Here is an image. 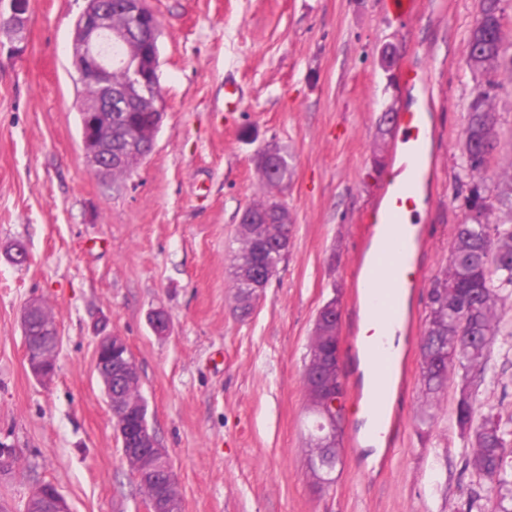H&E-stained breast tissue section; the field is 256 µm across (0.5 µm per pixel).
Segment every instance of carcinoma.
<instances>
[{
  "label": "carcinoma",
  "instance_id": "1",
  "mask_svg": "<svg viewBox=\"0 0 512 512\" xmlns=\"http://www.w3.org/2000/svg\"><path fill=\"white\" fill-rule=\"evenodd\" d=\"M501 2L480 0L481 19L470 28L467 42V64L474 72L497 71L506 52L512 50V41H506ZM498 87L491 81L476 86L467 108L463 158L471 182L462 203L465 220L456 228L448 268L430 289L421 339L420 376L428 403L422 416L428 418L454 365L484 374L501 315L506 307L512 308V150L495 187L486 184L491 161L501 152L492 104ZM277 153L281 160L259 166L266 195L250 205L252 214L237 229L233 288L243 316L252 309L259 282L239 276L238 271L251 268L274 276L285 256L284 243L290 240L288 209L276 203L273 195L288 177V155L280 149ZM325 348L326 342L314 334L304 386L317 425L324 417L308 375L320 367ZM454 416L460 430L472 433L470 463L488 483L487 512H512V430L499 417L476 420L475 399L470 394H460ZM309 449L314 483H332L331 473L341 454L339 434L328 436L317 430L310 434Z\"/></svg>",
  "mask_w": 512,
  "mask_h": 512
}]
</instances>
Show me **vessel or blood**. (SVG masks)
Listing matches in <instances>:
<instances>
[{"label": "vessel or blood", "mask_w": 512, "mask_h": 512, "mask_svg": "<svg viewBox=\"0 0 512 512\" xmlns=\"http://www.w3.org/2000/svg\"><path fill=\"white\" fill-rule=\"evenodd\" d=\"M418 0H385L384 12L402 23L415 15ZM399 140L404 148V160L396 176L382 190L383 209L371 211L366 220L372 234L381 241L367 263L356 266V279L364 290L374 291L376 304L394 331H401L405 322L402 296L418 287L414 270V255L423 242L410 217L417 209V184L426 175L425 145L431 135L423 112H400L395 116ZM370 364L381 382H392L400 366L394 346L379 348Z\"/></svg>", "instance_id": "1"}]
</instances>
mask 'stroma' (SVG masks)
Instances as JSON below:
<instances>
[{"instance_id": "stroma-1", "label": "stroma", "mask_w": 512, "mask_h": 512, "mask_svg": "<svg viewBox=\"0 0 512 512\" xmlns=\"http://www.w3.org/2000/svg\"><path fill=\"white\" fill-rule=\"evenodd\" d=\"M85 5L31 0L19 53L0 33V443L16 458L0 473V503L24 512L45 481L72 512H146L94 370L93 325L104 318L134 357L182 512H485L486 485L467 464L468 436L452 408L466 387L480 413L512 418V323L501 325L486 378L453 369L424 424L412 345L391 402L401 430L383 445L352 442L363 420L346 404L342 458L321 489L310 474L303 383L316 317L334 298L342 381L365 375L353 352L354 264L400 146L398 132L380 133L383 111H423L432 129L431 177L416 214L426 241L411 298L419 330L464 218L463 129L476 85L497 83V130L502 146L512 145V77L467 66L479 0H424L399 26L383 0H146L161 29L165 116L151 153L116 179L87 162L81 141L71 45ZM407 66L420 82L401 81ZM229 79L242 95L230 117ZM266 146L288 154L277 196L292 239L243 318L232 256L243 211L263 197L255 156ZM17 242L28 254L22 264L5 254ZM34 299L60 337L47 386L28 371L20 327ZM158 308L169 317L163 337L149 324Z\"/></svg>"}]
</instances>
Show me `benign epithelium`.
Masks as SVG:
<instances>
[{"label": "benign epithelium", "instance_id": "benign-epithelium-1", "mask_svg": "<svg viewBox=\"0 0 512 512\" xmlns=\"http://www.w3.org/2000/svg\"><path fill=\"white\" fill-rule=\"evenodd\" d=\"M29 12L28 0H9L7 20L14 33L24 29ZM145 0H122L118 9L112 0H88V5L75 24L72 52L73 67L79 80L94 90L93 100L84 109L82 143L89 162L102 175L112 169L134 171L154 146L156 130L164 116L159 88V38L157 20L149 19ZM114 43L127 47L120 66L126 73L121 85L113 83L114 65L108 48ZM42 335H29L31 318L22 316L21 326L26 349V362L32 376L47 385L56 374L58 329L47 311L39 316ZM95 369L103 385L116 428L121 437L123 457L130 461L137 478L158 487L147 498V512H177L176 484L169 477L170 459L166 449L149 433L133 434L126 430L127 419L141 418V396L131 391L122 395L112 392V379L120 381L138 373L125 337L98 327L96 330ZM342 396L324 389L320 403L330 408L325 413L326 426L333 428ZM28 503L36 512H71L59 491H50L39 483L30 492Z\"/></svg>", "mask_w": 512, "mask_h": 512}]
</instances>
